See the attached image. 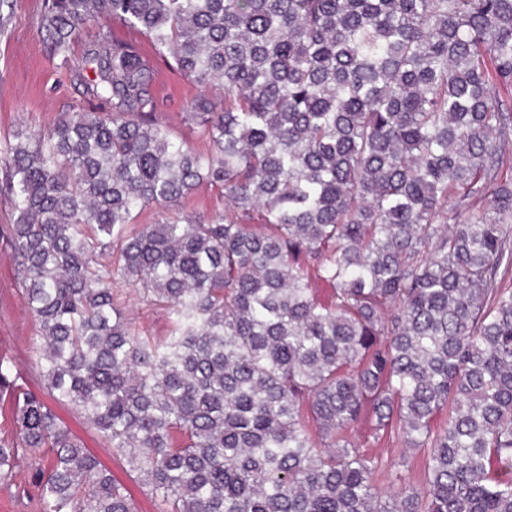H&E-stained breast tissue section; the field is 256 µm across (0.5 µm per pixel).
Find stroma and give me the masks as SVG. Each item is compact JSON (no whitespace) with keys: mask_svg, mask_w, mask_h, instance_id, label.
Listing matches in <instances>:
<instances>
[{"mask_svg":"<svg viewBox=\"0 0 512 512\" xmlns=\"http://www.w3.org/2000/svg\"><path fill=\"white\" fill-rule=\"evenodd\" d=\"M42 0H17L13 8L0 10V145L15 141L18 133L46 129L64 112H84L90 105L73 85L68 67L81 66L86 42L94 35V24L84 25L74 39L69 65L48 52L40 33ZM121 38L136 44L154 61L155 89L164 102L163 119L176 140L196 142L197 134L184 120V106L196 86L176 71L170 59L158 57L151 41L134 29H121ZM38 326L31 317L18 282L13 252L0 237V354L12 356L31 389H39L36 365L40 352L34 341ZM56 412L70 430L131 490L138 512H158L147 489L130 473L125 459L115 455L86 420L64 405ZM0 512H39L29 471L14 473L8 484H0Z\"/></svg>","mask_w":512,"mask_h":512,"instance_id":"1","label":"stroma"}]
</instances>
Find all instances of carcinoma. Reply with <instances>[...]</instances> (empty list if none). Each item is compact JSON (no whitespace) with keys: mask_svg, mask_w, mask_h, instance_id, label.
Here are the masks:
<instances>
[{"mask_svg":"<svg viewBox=\"0 0 512 512\" xmlns=\"http://www.w3.org/2000/svg\"><path fill=\"white\" fill-rule=\"evenodd\" d=\"M89 21L93 108L0 148L43 384L0 355V481L137 512L49 396L159 512H512V0H44L49 53ZM116 24L199 88L202 145ZM204 184L224 211L180 214ZM409 448L424 492L382 496ZM119 288L122 294L120 298L127 307L126 315L134 325L151 335L163 336L168 328L166 317L144 306L138 294L133 291L134 286L121 285ZM48 402L65 421L70 430L84 441L86 447L98 455L101 461L112 471V474L127 485L137 501L138 512H158L157 502L147 489L139 485L135 474L130 473L125 459L115 455L112 448L83 417L67 406L57 404L49 399Z\"/></svg>","mask_w":512,"mask_h":512,"instance_id":"1","label":"carcinoma"}]
</instances>
